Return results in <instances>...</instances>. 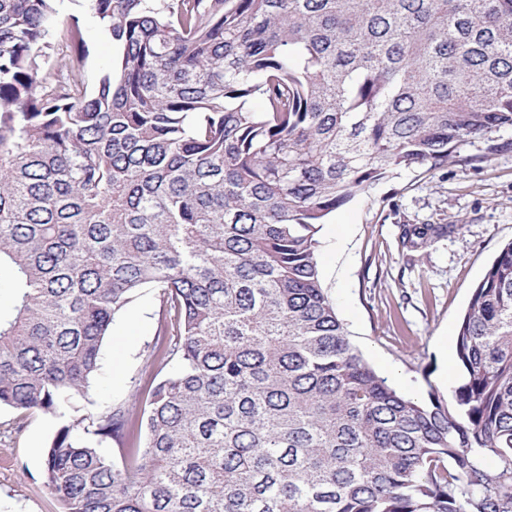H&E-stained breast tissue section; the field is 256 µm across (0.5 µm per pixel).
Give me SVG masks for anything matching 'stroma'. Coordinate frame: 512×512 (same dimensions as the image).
Returning a JSON list of instances; mask_svg holds the SVG:
<instances>
[{
    "label": "stroma",
    "mask_w": 512,
    "mask_h": 512,
    "mask_svg": "<svg viewBox=\"0 0 512 512\" xmlns=\"http://www.w3.org/2000/svg\"><path fill=\"white\" fill-rule=\"evenodd\" d=\"M58 23L77 17L88 47L86 71H112L117 48L87 0H58ZM479 166L421 167L367 188L332 213L319 234L324 286L352 343L406 397L448 398L462 380L459 320L471 291L501 246L512 241V132ZM406 224H448L424 252L402 247ZM159 303L133 302L104 342L107 388L141 410L150 381ZM58 427L41 412L0 408V512H61L44 484L42 450Z\"/></svg>",
    "instance_id": "obj_1"
}]
</instances>
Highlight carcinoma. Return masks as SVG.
I'll list each match as a JSON object with an SVG mask.
<instances>
[{
	"mask_svg": "<svg viewBox=\"0 0 512 512\" xmlns=\"http://www.w3.org/2000/svg\"><path fill=\"white\" fill-rule=\"evenodd\" d=\"M88 2L118 48L92 91L77 19L45 73L56 0H0V407L68 414L147 289L164 376L142 417L102 393L55 431L63 512H512V241L446 402L374 371L318 264L327 217L373 183L497 151L512 0Z\"/></svg>",
	"mask_w": 512,
	"mask_h": 512,
	"instance_id": "obj_1",
	"label": "carcinoma"
}]
</instances>
